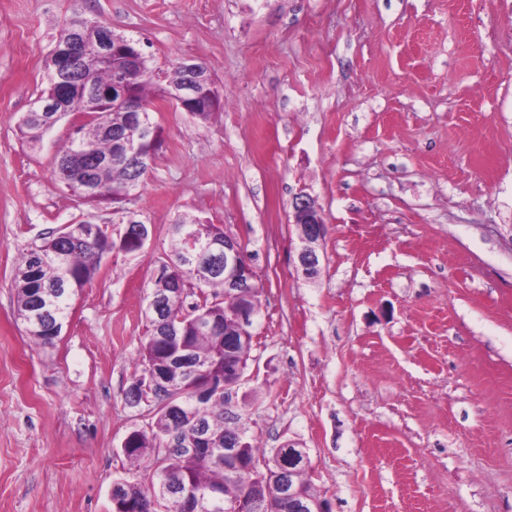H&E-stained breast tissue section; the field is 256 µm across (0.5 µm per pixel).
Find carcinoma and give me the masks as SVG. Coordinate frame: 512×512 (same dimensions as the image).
I'll return each mask as SVG.
<instances>
[{
  "instance_id": "cac0c4a2",
  "label": "carcinoma",
  "mask_w": 512,
  "mask_h": 512,
  "mask_svg": "<svg viewBox=\"0 0 512 512\" xmlns=\"http://www.w3.org/2000/svg\"><path fill=\"white\" fill-rule=\"evenodd\" d=\"M96 21L78 17L71 38L82 45L84 53L79 78L63 98L64 108L86 112L87 123L80 137L73 139L56 156L60 181L75 191L82 202L94 210L119 205L144 182L150 164L161 146V136L149 112L138 113L140 122H128L130 106L145 107L152 90L171 95L183 82L179 63L159 84L148 76L152 69L142 59V69L125 67L121 55L102 57L90 31ZM120 85L132 94L128 102L119 98H91L93 89ZM206 104L191 112L201 124H207L221 107L220 93L214 82L202 90ZM44 112H27L19 126L23 138L32 145L44 135ZM120 132L140 144L141 153L132 156L117 149L114 132ZM192 226L204 244L224 250V228L199 217L179 215L172 224L170 254L161 262L165 273L156 277L151 296H161L163 311L148 304L150 335L139 351V364L165 365L162 386L147 391L138 379L129 389V403L138 406L154 403V423L130 442L124 455L137 461L154 452L163 456L161 467L150 480L124 481L121 504L142 505L148 510L151 494L170 482L190 487L206 496L215 490L232 489L251 505V512H288V504L278 496L270 481L257 478L249 464L259 461L258 446L239 425L241 417L232 411V392L245 377L253 347L252 327L243 324L238 314L260 313L261 304L255 278L244 288L228 286L224 271H215L200 280L194 273L196 258L183 253L179 230ZM70 236L52 234L25 249L17 267V314L26 332L44 344L59 337L55 325L64 324L70 314V300L85 287L100 268L104 254L115 246L108 232V221L99 219L68 227ZM174 320L184 339L183 358L169 361L168 347L153 339L157 317ZM210 436L215 448H237L238 458L226 460L220 454H193L172 448V443L187 442L197 427Z\"/></svg>"
}]
</instances>
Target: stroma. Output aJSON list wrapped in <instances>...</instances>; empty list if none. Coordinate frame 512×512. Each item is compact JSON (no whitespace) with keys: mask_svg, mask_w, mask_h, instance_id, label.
I'll return each mask as SVG.
<instances>
[{"mask_svg":"<svg viewBox=\"0 0 512 512\" xmlns=\"http://www.w3.org/2000/svg\"><path fill=\"white\" fill-rule=\"evenodd\" d=\"M155 70L204 63L201 125L154 99L162 146L113 248L43 344L16 316L24 248L85 208L59 183L70 116L17 125L74 13ZM327 234L306 279L291 217ZM180 214L223 225L261 314L235 410L269 451L306 448L331 512H512V0H0V512H112L142 479L121 445L152 422L127 392L156 266ZM293 223L299 231V237L304 244L298 253V262L303 275L309 278L308 271L319 270V255L312 244L322 239L324 224L320 209L315 199L308 194H297L292 202Z\"/></svg>","mask_w":512,"mask_h":512,"instance_id":"1","label":"stroma"}]
</instances>
